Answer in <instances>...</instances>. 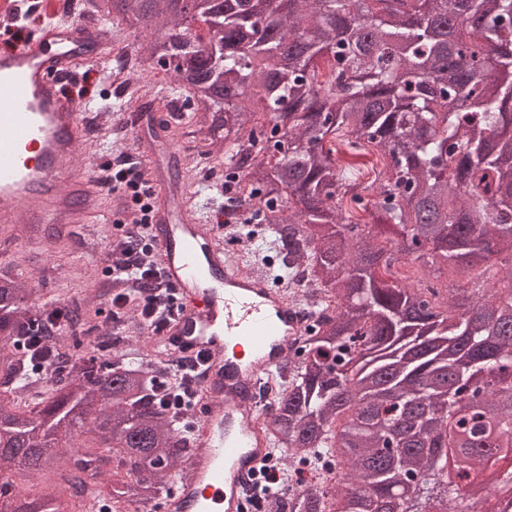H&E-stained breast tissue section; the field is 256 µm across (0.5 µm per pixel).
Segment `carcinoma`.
<instances>
[{"mask_svg":"<svg viewBox=\"0 0 512 512\" xmlns=\"http://www.w3.org/2000/svg\"><path fill=\"white\" fill-rule=\"evenodd\" d=\"M106 26L131 54L112 65L146 71L176 59L155 95L161 112L186 81L219 90L166 136L224 144V185L262 215L281 280L307 281L299 302L314 324L288 361L271 406L268 438L300 464L336 466L330 483L293 491L288 512H387L412 501L419 479L442 484V463L421 451L453 421L476 446L461 450L482 474L487 426L504 437L488 494L512 512V0H217L184 40L167 0ZM255 91L270 129L251 121ZM464 101V109L447 100ZM378 153L374 179L342 169L336 144ZM375 202H370V196ZM381 209L398 228L380 240L348 207ZM288 216H282L283 210ZM437 267L438 285L399 283L394 264ZM471 273L466 288L450 282ZM41 289L0 274V498L9 512H99L169 492L179 464L177 414L156 401L178 387L166 359L101 355L102 344L54 348L59 370L31 374L34 337L60 335L39 305ZM39 390L24 406L18 393ZM91 441L75 443L74 428ZM55 480L29 499L32 474ZM107 478L93 492L88 481ZM447 512H481L470 488L445 484Z\"/></svg>","mask_w":512,"mask_h":512,"instance_id":"carcinoma-1","label":"carcinoma"}]
</instances>
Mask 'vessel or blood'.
Listing matches in <instances>:
<instances>
[{
    "label": "vessel or blood",
    "mask_w": 512,
    "mask_h": 512,
    "mask_svg": "<svg viewBox=\"0 0 512 512\" xmlns=\"http://www.w3.org/2000/svg\"><path fill=\"white\" fill-rule=\"evenodd\" d=\"M52 3L41 5L47 23L0 53V225L67 239L96 213L102 187L94 171L73 170L83 104L61 84L75 66L95 62L101 38L94 25L57 20ZM152 224L160 267L181 303L167 341L200 354L206 391L161 512H242L240 483L269 448L258 390L287 362L304 314L265 278L229 265L212 224L192 221L169 198L155 199ZM230 342L247 349L246 361L225 357Z\"/></svg>",
    "instance_id": "vessel-or-blood-1"
}]
</instances>
